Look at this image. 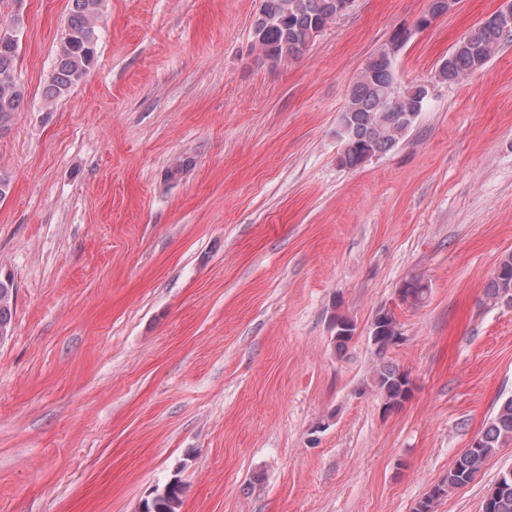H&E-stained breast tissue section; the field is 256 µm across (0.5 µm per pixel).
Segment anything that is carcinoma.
<instances>
[{
    "instance_id": "carcinoma-1",
    "label": "carcinoma",
    "mask_w": 512,
    "mask_h": 512,
    "mask_svg": "<svg viewBox=\"0 0 512 512\" xmlns=\"http://www.w3.org/2000/svg\"><path fill=\"white\" fill-rule=\"evenodd\" d=\"M342 0H260L252 25V39L262 57L278 63L300 56L320 32L338 18ZM101 0H71L65 35L56 53L54 68L45 86L47 104L68 94L88 73L97 53V24ZM18 21L0 26V129L6 127L25 98V87L14 77L19 42L11 39ZM506 31L494 15L486 17L441 59L437 76L441 82H455L481 69L495 54ZM388 50L372 55L351 86L338 118L336 138L342 146L340 163L357 168L372 157L392 151L410 129L412 116L422 112L427 99L423 84L399 87L385 95L384 87L397 82L388 67ZM17 288L12 275L0 270V335L10 333ZM422 279L412 277L400 288L401 300L416 303L425 299ZM488 295L500 302L512 295V253L499 261L488 285ZM334 342L344 349L353 338L356 324L345 315L334 316ZM374 341L380 362L372 382L387 410L402 406L409 397L410 379L398 367L385 361L398 334L393 313L381 310L373 320ZM512 443V397L502 401L472 445L448 468L443 479L418 501L414 512H434L436 502L450 491L471 483L486 460L497 449ZM484 497L482 512H512V473L502 471ZM184 486L178 482L156 490L144 503V512H180Z\"/></svg>"
}]
</instances>
